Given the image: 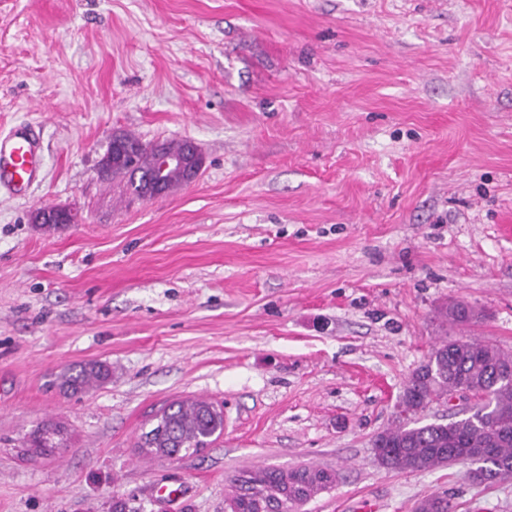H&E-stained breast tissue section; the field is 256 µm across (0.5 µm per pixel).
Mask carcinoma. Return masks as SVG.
<instances>
[{"mask_svg": "<svg viewBox=\"0 0 512 512\" xmlns=\"http://www.w3.org/2000/svg\"><path fill=\"white\" fill-rule=\"evenodd\" d=\"M154 155L143 146L136 165L119 177L136 191L135 179L153 175ZM444 321L468 324L478 318L471 307L455 302L441 309ZM108 370L88 363L71 370L61 386L72 392L87 390L105 380ZM460 391L472 393L469 415L447 423L420 424L419 415L432 404ZM397 421L374 441V459L391 471L437 469L470 465L473 482L485 484L512 479V351L479 339H442L428 360L406 380L399 397ZM163 429L154 440L157 457L198 449L222 430L223 414L205 399L175 402L162 414ZM64 444L63 430L53 423L35 429L23 446L49 454ZM336 473L321 467L300 466L288 471L274 467L244 470L230 480L228 496L238 498L239 512H255L257 502L281 498L286 512L297 509L332 487ZM414 512H455L451 500L434 493L417 503Z\"/></svg>", "mask_w": 512, "mask_h": 512, "instance_id": "carcinoma-1", "label": "carcinoma"}]
</instances>
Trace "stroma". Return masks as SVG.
<instances>
[{
  "label": "stroma",
  "instance_id": "stroma-1",
  "mask_svg": "<svg viewBox=\"0 0 512 512\" xmlns=\"http://www.w3.org/2000/svg\"><path fill=\"white\" fill-rule=\"evenodd\" d=\"M43 179L0 202V512H224L240 470L318 466L301 512H512V480L390 472L374 437L442 338L512 351V0H0V132ZM194 140L153 200L114 133ZM56 204L71 224H36ZM459 300L481 319L442 326ZM111 379L55 386L86 361ZM203 398L224 431L155 458ZM66 427L53 458L20 448Z\"/></svg>",
  "mask_w": 512,
  "mask_h": 512
}]
</instances>
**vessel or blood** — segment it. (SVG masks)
Listing matches in <instances>:
<instances>
[{
    "label": "vessel or blood",
    "mask_w": 512,
    "mask_h": 512,
    "mask_svg": "<svg viewBox=\"0 0 512 512\" xmlns=\"http://www.w3.org/2000/svg\"><path fill=\"white\" fill-rule=\"evenodd\" d=\"M42 178L41 148L28 126L0 136V198L14 199Z\"/></svg>",
    "instance_id": "vessel-or-blood-1"
}]
</instances>
